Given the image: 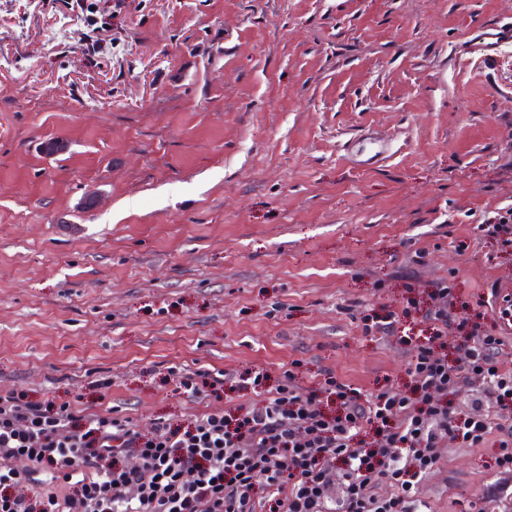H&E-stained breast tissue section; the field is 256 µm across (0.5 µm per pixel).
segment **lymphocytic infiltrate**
Listing matches in <instances>:
<instances>
[{"label":"lymphocytic infiltrate","mask_w":512,"mask_h":512,"mask_svg":"<svg viewBox=\"0 0 512 512\" xmlns=\"http://www.w3.org/2000/svg\"><path fill=\"white\" fill-rule=\"evenodd\" d=\"M439 283L425 317L456 328L453 353L417 346L406 388L363 394L325 372L304 389L285 374L246 379L259 403L151 433L105 414L0 395V512H423L417 489L446 442L497 444L512 474V367L505 341L452 310ZM472 389L471 408L453 403ZM27 460L17 468L15 460Z\"/></svg>","instance_id":"f902f5d3"}]
</instances>
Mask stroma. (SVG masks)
I'll return each instance as SVG.
<instances>
[{"instance_id": "1", "label": "stroma", "mask_w": 512, "mask_h": 512, "mask_svg": "<svg viewBox=\"0 0 512 512\" xmlns=\"http://www.w3.org/2000/svg\"><path fill=\"white\" fill-rule=\"evenodd\" d=\"M512 0H0V394L142 430L239 379L408 384L438 282L498 314L512 251ZM60 151L48 153V143ZM423 265L409 263L414 250ZM399 315L390 336L364 315ZM223 372L190 398L182 374ZM493 444L443 448L430 512H512ZM494 221L480 224L487 237L494 239L503 246L512 244V208L506 210L505 215L497 214Z\"/></svg>"}]
</instances>
